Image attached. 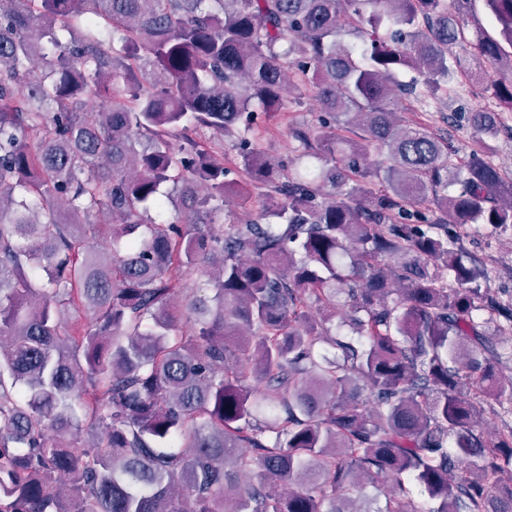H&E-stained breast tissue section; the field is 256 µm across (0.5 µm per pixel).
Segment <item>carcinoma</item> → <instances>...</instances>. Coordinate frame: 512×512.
Returning <instances> with one entry per match:
<instances>
[{
  "instance_id": "obj_1",
  "label": "carcinoma",
  "mask_w": 512,
  "mask_h": 512,
  "mask_svg": "<svg viewBox=\"0 0 512 512\" xmlns=\"http://www.w3.org/2000/svg\"><path fill=\"white\" fill-rule=\"evenodd\" d=\"M482 2L470 39L472 0H0V512H512V300L457 232L512 227V0ZM473 79L468 153L404 120ZM287 91L304 173L249 138ZM233 191L279 223L216 231Z\"/></svg>"
}]
</instances>
